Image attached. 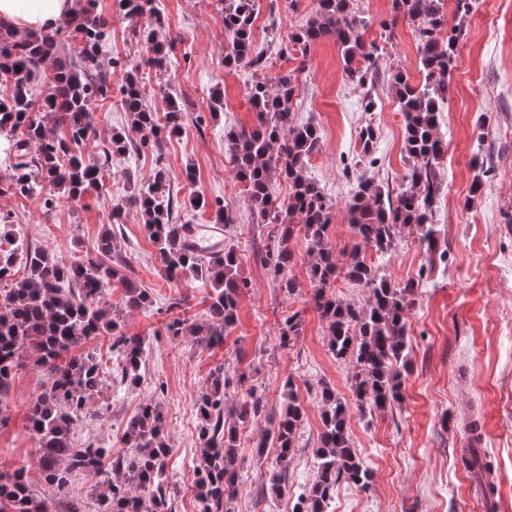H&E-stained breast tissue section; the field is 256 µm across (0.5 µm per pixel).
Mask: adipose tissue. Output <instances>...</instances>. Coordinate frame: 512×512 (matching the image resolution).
Segmentation results:
<instances>
[{"label": "adipose tissue", "instance_id": "adipose-tissue-1", "mask_svg": "<svg viewBox=\"0 0 512 512\" xmlns=\"http://www.w3.org/2000/svg\"><path fill=\"white\" fill-rule=\"evenodd\" d=\"M75 0H0V25L26 34L48 32L69 18Z\"/></svg>", "mask_w": 512, "mask_h": 512}]
</instances>
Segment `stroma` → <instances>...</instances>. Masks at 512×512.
<instances>
[{
    "instance_id": "35a3bbf8",
    "label": "stroma",
    "mask_w": 512,
    "mask_h": 512,
    "mask_svg": "<svg viewBox=\"0 0 512 512\" xmlns=\"http://www.w3.org/2000/svg\"><path fill=\"white\" fill-rule=\"evenodd\" d=\"M155 5L162 34L173 49L167 68L145 81L144 95L159 113L168 92L185 105L184 132L165 140L162 149L174 174L172 193L180 199L193 191L223 199L233 219L224 228V243L235 247L238 273L248 287L223 344L204 347L190 336H168L169 318L205 319L208 291L189 276L169 281L138 216L123 217L114 227V254L124 259L125 275L154 298L151 310L126 313L123 322L125 335L144 341L145 362L137 387L107 382L73 425V445L93 441L121 450L126 422L142 402L154 400L163 413L170 448L166 477L173 512H199L193 482L201 448L196 399L220 366L231 380L225 412L254 390L264 396L268 415H279L288 381L304 408L285 489L277 495L264 492L277 468L275 450L256 452L257 441L270 427L268 415L240 428V479L231 512H291L299 494L312 486L313 450L322 428L321 390L326 386L347 402L354 447L372 475L365 489L339 483L330 512H512V0H475L459 42L439 129L444 153L435 245L427 247L416 229L406 227L382 260L393 281L413 279L418 286L407 314L403 399L395 408L372 413L361 412L350 388L351 365L333 357L328 328L312 308L304 238L297 235L289 243L295 256L290 270L298 284L295 294L279 288L257 257L275 227L253 219L225 151L224 133L252 125L248 89L259 74L249 67L225 66L220 0H155ZM259 6L253 40L266 50L274 71H295L299 95L294 118L315 124L321 133L308 174L335 204L329 236L341 259L352 239L346 204L360 177L396 193L407 185L403 117L389 85L369 89L346 76L335 41L315 45L301 70L277 56L275 45L306 24L315 0H299L293 10L285 0H259ZM351 8L370 22L365 38L381 47L379 71L401 70L422 81L413 26L401 19L395 21L392 38L382 35V22L390 20L389 0H351ZM94 11L109 26L104 53L127 66H141L147 49L118 0H95ZM216 92L223 109L215 119L211 106ZM368 94L377 102L372 112L362 108ZM367 124L377 131L372 166L361 159L359 132ZM476 158L490 170L479 187L474 184ZM188 164L196 174L191 184L181 176ZM154 169L155 154L148 150L114 156L102 190L50 209L43 195L23 196L9 189L6 165L0 161V216L19 225L30 244L48 248L70 264L96 255L104 224L128 194L127 172L146 178ZM437 251L447 252V262L434 261ZM297 310L303 313V333L292 346L281 347L279 325ZM44 382L43 371L25 361L9 395L0 401L7 408V419L0 424V471L27 467L37 496L50 501L52 512H99L91 494L94 476H75L67 496L56 494L41 478L39 443L28 428L27 412ZM475 418L484 423L480 450L492 464L497 487L490 502L463 462L470 446L469 423Z\"/></svg>"
}]
</instances>
